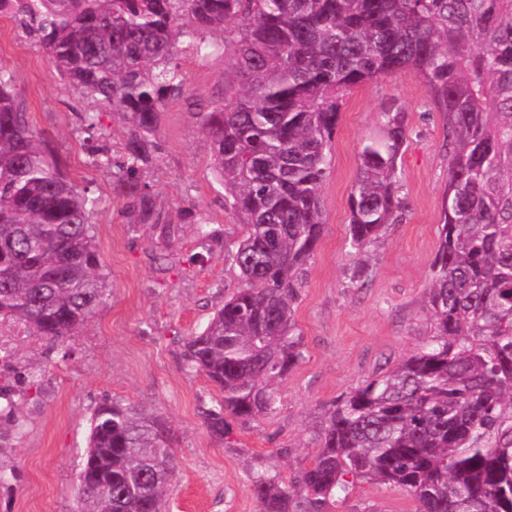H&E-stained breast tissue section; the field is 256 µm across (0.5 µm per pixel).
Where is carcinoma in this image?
Masks as SVG:
<instances>
[{
  "mask_svg": "<svg viewBox=\"0 0 512 512\" xmlns=\"http://www.w3.org/2000/svg\"><path fill=\"white\" fill-rule=\"evenodd\" d=\"M8 12L73 88L120 112L128 135L91 164L136 223L174 228L142 182L169 99L185 92L180 55L224 34L231 94L201 113L239 286L183 344L187 366L220 398L208 432L276 411L278 383L301 360L295 303L323 236L321 188L343 98L411 70L447 132L448 184L430 266L433 330L417 352L323 410L319 452L287 482L252 471L260 512H326L355 481L406 491L416 512H512V0H9ZM358 153L348 236L363 254L407 208L399 159L405 113L389 107ZM95 199L62 172L0 67V321L53 350L111 295L91 234ZM39 402L38 369L21 375ZM0 407V451L22 433ZM169 421L105 400L90 417L77 512H165L175 466Z\"/></svg>",
  "mask_w": 512,
  "mask_h": 512,
  "instance_id": "1",
  "label": "carcinoma"
}]
</instances>
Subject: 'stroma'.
Segmentation results:
<instances>
[{
	"label": "stroma",
	"mask_w": 512,
	"mask_h": 512,
	"mask_svg": "<svg viewBox=\"0 0 512 512\" xmlns=\"http://www.w3.org/2000/svg\"><path fill=\"white\" fill-rule=\"evenodd\" d=\"M0 66L14 77L29 124L53 148L71 180L97 201L92 232L112 294L93 323L67 348L45 352L40 339L18 350L42 372L40 405L23 403V433L12 457L20 474L12 495L0 492V512H75L79 464L88 419L106 399L160 410L175 431V477L168 512H258L249 472L265 469L290 480L318 451L321 410L374 374L414 353L432 329L426 288L438 243L448 153L440 113L421 79L403 71L347 96L322 187L326 228L310 261L296 309L302 358L281 382L277 411L260 422L236 421L225 440L212 437L199 413L216 389L187 370L182 342L200 331L225 295L237 288L220 244L203 245L197 225L235 235L224 189L212 170L211 142L201 107L223 100L234 80L231 54L217 49L184 55V95L169 100L157 130L159 159L146 180L159 209L177 228L174 240L131 223L112 192V173L90 162L91 151L119 150L122 114L99 109L64 83L18 17L0 16ZM407 114L408 139L399 161L410 210L368 249L369 262L348 241L349 194L357 154L382 112ZM97 113L95 130L82 116ZM193 217H184L185 209ZM403 490L363 482L337 493L328 512H415Z\"/></svg>",
	"instance_id": "obj_1"
}]
</instances>
